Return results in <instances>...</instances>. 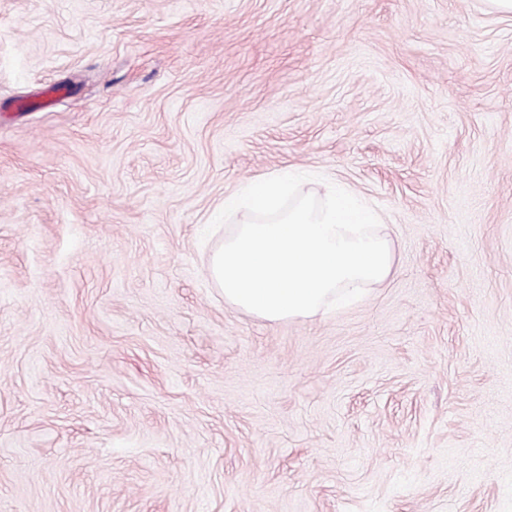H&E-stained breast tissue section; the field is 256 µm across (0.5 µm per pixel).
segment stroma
I'll list each match as a JSON object with an SVG mask.
<instances>
[{
	"label": "stroma",
	"instance_id": "35a3bbf8",
	"mask_svg": "<svg viewBox=\"0 0 512 512\" xmlns=\"http://www.w3.org/2000/svg\"><path fill=\"white\" fill-rule=\"evenodd\" d=\"M271 173L393 275L225 304L203 230ZM0 512H512V13L0 0Z\"/></svg>",
	"mask_w": 512,
	"mask_h": 512
}]
</instances>
